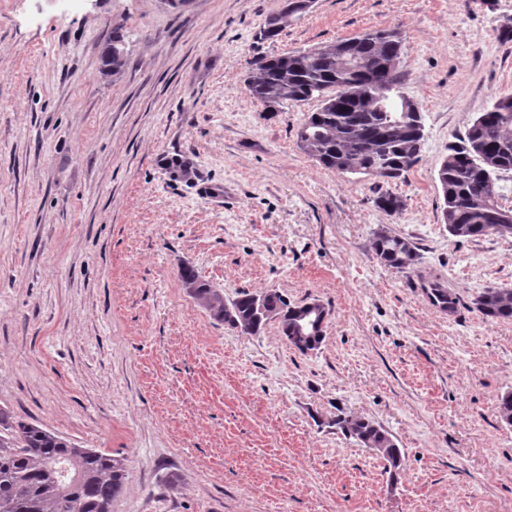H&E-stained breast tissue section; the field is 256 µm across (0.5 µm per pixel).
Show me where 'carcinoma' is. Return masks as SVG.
I'll return each instance as SVG.
<instances>
[{
	"label": "carcinoma",
	"instance_id": "obj_1",
	"mask_svg": "<svg viewBox=\"0 0 512 512\" xmlns=\"http://www.w3.org/2000/svg\"><path fill=\"white\" fill-rule=\"evenodd\" d=\"M282 11L260 30L276 37L285 19ZM112 73L126 64L123 39L112 36ZM404 45L392 28L362 32L334 43L261 58L251 64L244 81L246 94L265 106L319 102L297 131L306 144L300 149L323 167L342 174L383 180L399 179L421 160L426 144L419 132L423 115L404 102L399 64ZM512 170V94L498 95L489 109L468 127L465 137L448 145L437 170L442 193L441 213L448 234L455 238L512 235V207L502 204L505 187L496 186L497 173ZM374 204L389 216L402 211L401 197L378 185ZM373 250L384 265L406 270L419 263L415 244L385 230L375 233ZM184 282L197 283V295L213 317L232 328L261 332L276 319L288 342L301 351L315 344L293 331L298 306L276 290L262 294L241 291L226 302L220 292L200 281L188 266ZM422 288L432 301L452 312L453 293L431 277ZM485 316L512 320V288L490 287L474 300ZM344 435L366 448L382 449L388 481H397L401 450L381 425L352 414L336 416ZM126 459L81 448L44 428L16 419L0 407V512H112L123 493Z\"/></svg>",
	"mask_w": 512,
	"mask_h": 512
}]
</instances>
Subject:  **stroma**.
Here are the masks:
<instances>
[{"label":"stroma","instance_id":"35a3bbf8","mask_svg":"<svg viewBox=\"0 0 512 512\" xmlns=\"http://www.w3.org/2000/svg\"><path fill=\"white\" fill-rule=\"evenodd\" d=\"M78 2L0 0V406L126 457L113 512H512V321L473 304L512 287V235L450 236L437 184L449 142L512 92V0H315L269 40L284 0ZM387 26L426 134L387 184L395 216L375 179L299 148L316 102L270 112L244 87L256 58ZM116 33L127 63L105 76ZM382 228L416 269L377 260ZM185 266L228 300L320 301L321 347L217 321ZM341 410L393 435L397 484ZM376 197L374 204L380 211L389 216L398 214L403 209V201L400 196L395 195L388 189H383L379 184L375 187ZM442 285L444 288H442L437 279H433L432 277H428L422 282V288L434 303L441 305V307L448 312H454L457 304L456 297L448 288H445L446 285L443 282Z\"/></svg>","mask_w":512,"mask_h":512}]
</instances>
